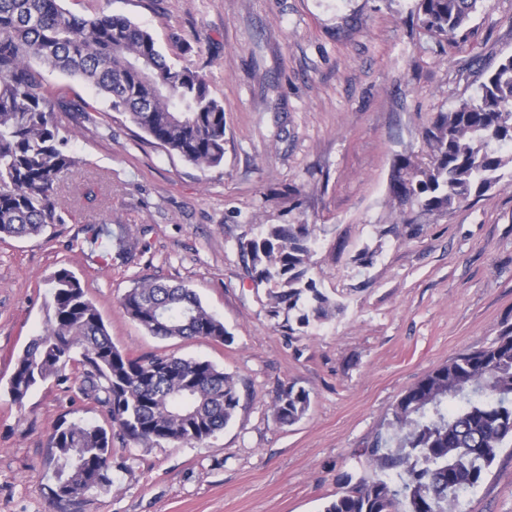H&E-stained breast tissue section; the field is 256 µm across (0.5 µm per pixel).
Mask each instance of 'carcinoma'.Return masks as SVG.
Here are the masks:
<instances>
[{
	"instance_id": "1",
	"label": "carcinoma",
	"mask_w": 512,
	"mask_h": 512,
	"mask_svg": "<svg viewBox=\"0 0 512 512\" xmlns=\"http://www.w3.org/2000/svg\"><path fill=\"white\" fill-rule=\"evenodd\" d=\"M483 0H419L424 26L455 38ZM44 67L80 77L111 112L127 114L155 144L199 167L224 160V106L196 70L168 61L153 36L131 20L101 13L76 17L59 0H0V240L38 236L64 222L55 193L59 175L79 164L67 150L56 111L97 108L69 99L45 82ZM430 162L397 170L400 204L431 211L483 197L512 168V55L488 70L475 99L439 112L426 131ZM95 241L126 250L123 234L100 228ZM314 226L269 224L243 245L254 277L275 283L272 316L281 307L326 319L336 303L307 277ZM45 330L17 356L9 381L13 400L67 368L130 440L199 443L232 420L239 404L233 376L212 362L174 355L134 357L113 342L80 279L67 268L50 280ZM124 313L154 336L229 339L224 323L183 284L144 280L121 300ZM309 393L290 386L274 414L292 425L308 411ZM512 444V336L461 354L408 389L392 409L388 429L366 449L376 476L361 478L324 512H462V499ZM61 468L53 495L77 500L112 490L109 437L91 422L56 427L50 436Z\"/></svg>"
}]
</instances>
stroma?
<instances>
[{
  "instance_id": "1",
  "label": "stroma",
  "mask_w": 512,
  "mask_h": 512,
  "mask_svg": "<svg viewBox=\"0 0 512 512\" xmlns=\"http://www.w3.org/2000/svg\"><path fill=\"white\" fill-rule=\"evenodd\" d=\"M418 3L61 0L77 16L129 18L203 74L224 105V161L195 166L117 112L58 113L80 160L56 185L65 221L0 240V512H322L346 478L373 476L365 450L408 389L512 334V181L439 212L392 193L401 163H428L431 118L474 97L483 72L512 54V0H485L453 41L422 24ZM267 224L314 225L309 275L336 301L330 317H271L270 286L242 257ZM103 226L122 229L128 252L93 251ZM62 267L117 347L211 361L240 395L233 420L199 444L113 437L111 493L77 503L51 498L49 437L107 417L73 371L20 404L8 389ZM145 278L194 289L230 341L149 334L121 307ZM291 386L310 406L283 425L273 405ZM463 512H512V447Z\"/></svg>"
}]
</instances>
